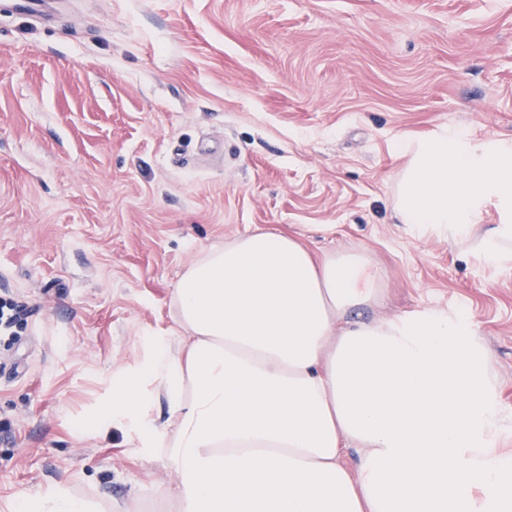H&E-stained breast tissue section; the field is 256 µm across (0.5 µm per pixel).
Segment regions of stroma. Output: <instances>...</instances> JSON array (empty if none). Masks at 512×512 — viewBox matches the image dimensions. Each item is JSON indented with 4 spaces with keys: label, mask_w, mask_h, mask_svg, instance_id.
Instances as JSON below:
<instances>
[{
    "label": "stroma",
    "mask_w": 512,
    "mask_h": 512,
    "mask_svg": "<svg viewBox=\"0 0 512 512\" xmlns=\"http://www.w3.org/2000/svg\"><path fill=\"white\" fill-rule=\"evenodd\" d=\"M443 128L512 141V0H0V297L27 309L0 339V512H179L175 464L87 419L177 334L186 267L259 230L367 255L353 318L462 315L512 418V244L394 211L401 141ZM33 512H93L91 506L67 493L37 499L30 506Z\"/></svg>",
    "instance_id": "obj_1"
}]
</instances>
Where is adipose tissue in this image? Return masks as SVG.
I'll list each match as a JSON object with an SVG mask.
<instances>
[{
    "label": "adipose tissue",
    "mask_w": 512,
    "mask_h": 512,
    "mask_svg": "<svg viewBox=\"0 0 512 512\" xmlns=\"http://www.w3.org/2000/svg\"><path fill=\"white\" fill-rule=\"evenodd\" d=\"M378 282L282 233L206 251L172 291L179 335L90 420L177 465L179 512H512L485 345L444 311L351 319Z\"/></svg>",
    "instance_id": "adipose-tissue-1"
}]
</instances>
